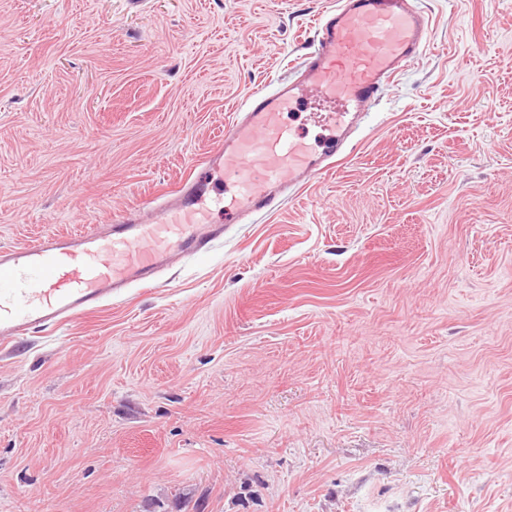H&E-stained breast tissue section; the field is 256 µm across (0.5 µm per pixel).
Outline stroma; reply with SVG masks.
<instances>
[{"label":"stroma","mask_w":512,"mask_h":512,"mask_svg":"<svg viewBox=\"0 0 512 512\" xmlns=\"http://www.w3.org/2000/svg\"><path fill=\"white\" fill-rule=\"evenodd\" d=\"M333 0H0V247L175 188ZM266 218L0 347V512H512V0Z\"/></svg>","instance_id":"1"}]
</instances>
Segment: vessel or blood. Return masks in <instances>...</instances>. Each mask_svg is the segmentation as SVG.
Masks as SVG:
<instances>
[{
  "label": "vessel or blood",
  "mask_w": 512,
  "mask_h": 512,
  "mask_svg": "<svg viewBox=\"0 0 512 512\" xmlns=\"http://www.w3.org/2000/svg\"><path fill=\"white\" fill-rule=\"evenodd\" d=\"M430 37L418 0H338L320 15L308 52L289 76L256 86L223 141L161 203L74 234L0 248V345L98 311L131 286L153 287L173 257L206 256L227 225L277 211L288 191L351 150L365 113ZM312 92L331 107L321 120L326 134L314 146L284 121ZM217 179L224 192L214 197ZM215 205L223 207L224 223H211Z\"/></svg>",
  "instance_id": "b4317fda"
}]
</instances>
